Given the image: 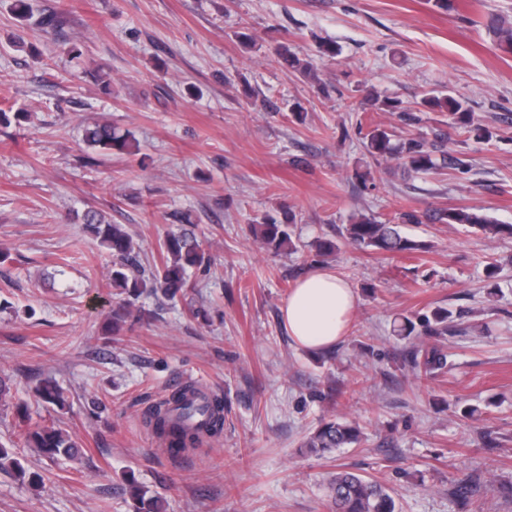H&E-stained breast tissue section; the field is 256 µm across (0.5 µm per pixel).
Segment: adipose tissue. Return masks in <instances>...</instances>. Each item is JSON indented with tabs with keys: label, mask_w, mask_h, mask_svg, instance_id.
Masks as SVG:
<instances>
[{
	"label": "adipose tissue",
	"mask_w": 512,
	"mask_h": 512,
	"mask_svg": "<svg viewBox=\"0 0 512 512\" xmlns=\"http://www.w3.org/2000/svg\"><path fill=\"white\" fill-rule=\"evenodd\" d=\"M356 298L349 284L330 270L304 277L281 308L289 336L300 347L326 350L348 332Z\"/></svg>",
	"instance_id": "1"
}]
</instances>
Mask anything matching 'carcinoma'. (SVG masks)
Instances as JSON below:
<instances>
[{"label":"carcinoma","instance_id":"carcinoma-1","mask_svg":"<svg viewBox=\"0 0 512 512\" xmlns=\"http://www.w3.org/2000/svg\"><path fill=\"white\" fill-rule=\"evenodd\" d=\"M282 64L304 76L312 73L310 62L294 54L288 44L282 42L275 48ZM421 106L433 112L448 113V127L459 134L476 139H489L493 132L475 119L474 114L463 103L449 93L431 91L421 101ZM393 131L375 126L365 135L366 148L370 155L396 161L409 174H429L453 164L464 170L467 162L457 156L448 157V142L451 137L438 134L433 139L417 135L392 142ZM87 147L101 149L107 153L117 151L136 154L139 143L132 132L119 131L108 120H98L85 131ZM433 219L443 224H465L483 235H512V225L499 224L489 215L473 209L442 210ZM85 230L100 241L112 257L111 283L118 288L123 298L112 309L110 327L119 331L133 317L134 299L144 293L162 290L171 298L186 296L194 288L188 271L210 264L211 257L198 240L184 232L171 235L159 244L160 266L156 273L148 276L142 268L139 252L123 225L112 223L105 214L96 209H87L81 215ZM296 215L284 212L283 218L264 216L251 220L253 236L262 245L277 253L297 252L292 240L291 226ZM419 217L412 212H400L395 219L385 222L362 214L352 215L345 227L344 238L351 244L370 249L380 254H412L424 249V245L401 234L400 224L417 223ZM447 310L439 309L420 318V324L430 336H441L448 332ZM412 362L419 371L432 375L447 365L444 347L433 344L413 352ZM39 398L51 405L64 406L61 389L50 380H43L37 387ZM155 433L172 450H183L194 446L201 435L220 433L224 428V405L220 398L188 385L173 392L151 416ZM361 427L343 418L322 420L306 439L304 447L318 455L332 453L340 448H349L362 441ZM25 447L39 456L63 457L79 462L84 454L80 441L54 427L37 428L23 435ZM0 468L11 470L22 483L36 485L40 476L30 472L14 457L9 449L0 446ZM331 512H398L396 500L382 484L367 480L350 471L332 475L325 485ZM135 502L136 512H164L163 501L158 497H146V492L136 485L129 487Z\"/></svg>","mask_w":512,"mask_h":512}]
</instances>
